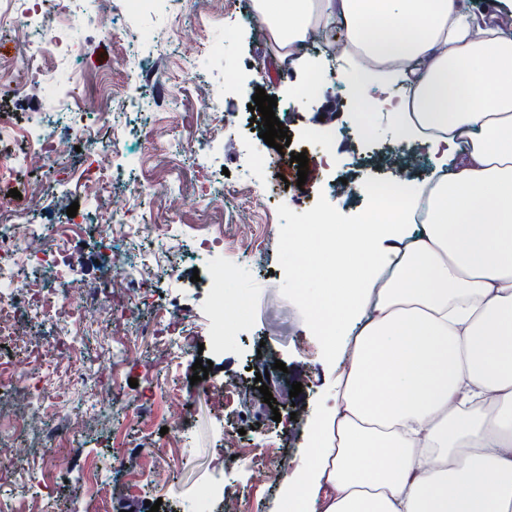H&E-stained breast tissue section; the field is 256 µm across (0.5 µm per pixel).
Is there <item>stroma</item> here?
<instances>
[{
    "label": "stroma",
    "instance_id": "obj_1",
    "mask_svg": "<svg viewBox=\"0 0 512 512\" xmlns=\"http://www.w3.org/2000/svg\"><path fill=\"white\" fill-rule=\"evenodd\" d=\"M251 5L252 0H224V18L217 21L208 16L207 5L185 0L170 35L147 46L151 68L144 72L124 64L133 29L121 24L112 37L89 36L84 67L127 87L129 99L117 103L115 126L124 163L111 195L98 199L62 181H43L45 205L38 223H53L74 203L95 219L111 214L116 224L133 215L149 224H218L228 238L248 233L265 211H272L273 220L258 233L250 256L225 263L229 280L224 307L237 320L226 331L223 364L213 366L207 379L191 380L197 351H187L179 368H169L164 352L142 334L149 314L129 317L124 332L142 335L143 340L120 369L126 388L112 401L110 424L103 428L88 423L73 448L56 451L61 460L73 453L87 457L110 487L103 495L73 479L58 481L53 492L61 512H68L76 501L117 512L121 503L144 499L160 501L159 512H194L196 490L211 484L223 485L226 494L239 497L242 512H282L285 490L268 487L265 475L274 469L296 473L305 466L314 421L333 406L347 364L346 355L329 353L297 296L286 240L322 209L335 212L337 223L360 222L369 211V199L341 192V180L385 178L397 167L420 183L438 167L425 147L399 139L387 112L355 108L346 88L333 96L344 143L335 164L322 162L314 141L302 138L293 126L287 129L289 146H268L254 131L248 109L256 90L276 91L281 110L293 106L302 118H309L316 100L301 90L309 70L325 69L326 51H302L301 68L289 69L288 79H280L274 47L240 21ZM219 92L233 105L220 127L203 106L206 96ZM38 93L33 78L25 95L0 92V115L19 128L51 124L44 104L23 105L25 96ZM144 100L156 105L158 118L141 110ZM301 152L308 157L302 186L291 161L292 154ZM253 176L262 183L259 199L234 193L236 183ZM178 245L179 277L158 282L157 295L161 302L179 305L198 343L206 345L216 329L206 310V295L191 286L197 266L188 256L191 243L184 239ZM98 252L96 233L68 242L64 264L79 287L97 284L101 272L88 270L86 259ZM278 360L288 369V382L301 383L302 392L295 398L277 395L271 406L255 377ZM228 374L240 377L246 387L239 404L230 409L219 388ZM243 419L251 424L243 442L249 454L242 464L229 467L224 463L225 446L235 439ZM173 437L181 445L173 449L169 466L152 468ZM267 438L279 444L277 456L259 454L258 446Z\"/></svg>",
    "mask_w": 512,
    "mask_h": 512
}]
</instances>
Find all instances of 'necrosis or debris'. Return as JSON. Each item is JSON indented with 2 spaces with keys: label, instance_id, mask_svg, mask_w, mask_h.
Listing matches in <instances>:
<instances>
[{
  "label": "necrosis or debris",
  "instance_id": "4bbe7bcc",
  "mask_svg": "<svg viewBox=\"0 0 512 512\" xmlns=\"http://www.w3.org/2000/svg\"><path fill=\"white\" fill-rule=\"evenodd\" d=\"M99 0H0V26L13 29L17 43L28 64L52 57L57 76L46 80L44 93L58 105L59 119L48 127L21 130L0 121V182L14 180L21 170L48 168L69 152L74 139H81L87 148L80 167L71 174L77 187L89 196L112 190V177L102 169V152L115 149L116 142L103 138V131L112 127L110 108L115 95L99 92L96 102L83 100L76 90L81 77L72 70L74 61L82 56L85 44L81 34L94 29L111 36L115 15L100 8ZM21 143L20 151L8 149V142ZM39 207V191L28 186L23 205L0 203V340L7 339L26 346L39 369L59 375L81 387V404L85 410L103 413L109 410L114 392L120 391L121 381L100 379L84 365L78 348V338L96 322L95 308H102L108 323L120 327L136 301L147 300L159 278H175L176 264L157 260L153 263L133 262L128 254L115 250V240L137 245L144 252L153 249L152 238L142 235L141 227L129 225L118 231L115 224L99 225V245L109 253L111 265L96 287L82 301H75V283L66 279L61 270V257L68 239L85 233L89 227L86 212L62 217L56 224L20 235V221L33 219ZM245 239L225 238L222 230L204 232L193 240L192 253L206 266L202 288L208 296L215 316L224 314V255L237 256L251 250ZM37 322L59 326L62 342L52 347L33 343L19 333V316ZM175 313L168 306L152 307V321L146 333L155 344L179 359L191 348L194 338L174 322ZM40 381L16 388L8 358L0 356V390L12 395V402L0 401V443L5 444L27 433L38 423L36 413L26 410V397L41 390ZM46 454L38 462L43 487L39 497H31L24 474L0 470V488L9 487L16 506L13 512H51L54 498L51 489L63 475L70 472L51 455L57 445L49 437Z\"/></svg>",
  "mask_w": 512,
  "mask_h": 512
}]
</instances>
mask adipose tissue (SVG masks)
Returning a JSON list of instances; mask_svg holds the SVG:
<instances>
[{"instance_id":"1","label":"adipose tissue","mask_w":512,"mask_h":512,"mask_svg":"<svg viewBox=\"0 0 512 512\" xmlns=\"http://www.w3.org/2000/svg\"><path fill=\"white\" fill-rule=\"evenodd\" d=\"M252 0L285 63L329 28L361 106L396 89L398 135L452 151L431 189L290 247L328 346L353 339L291 512H512V0ZM422 215L419 234L410 230Z\"/></svg>"}]
</instances>
